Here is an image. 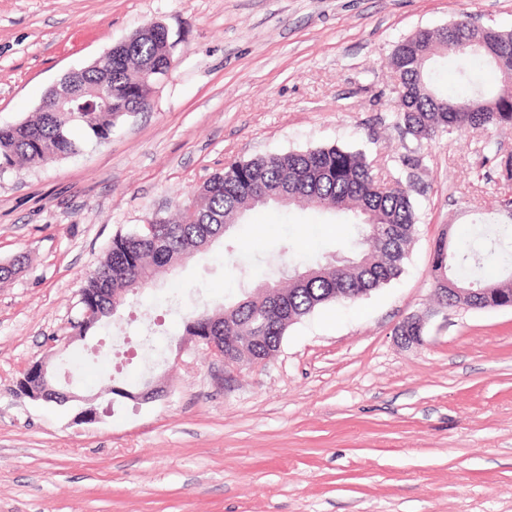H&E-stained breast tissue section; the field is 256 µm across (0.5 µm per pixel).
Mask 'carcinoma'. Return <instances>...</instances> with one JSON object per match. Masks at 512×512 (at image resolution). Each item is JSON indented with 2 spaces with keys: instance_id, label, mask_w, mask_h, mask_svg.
<instances>
[{
  "instance_id": "cac0c4a2",
  "label": "carcinoma",
  "mask_w": 512,
  "mask_h": 512,
  "mask_svg": "<svg viewBox=\"0 0 512 512\" xmlns=\"http://www.w3.org/2000/svg\"><path fill=\"white\" fill-rule=\"evenodd\" d=\"M453 55L475 61L498 77L496 90L486 95L450 98L431 85V65ZM170 46L154 31L140 29L128 47L112 51V66L89 65L60 80L58 89L72 97L70 112H54L52 94L44 110L25 121L0 127V168L19 161L44 166L80 153L89 142L109 139L112 128L149 103L154 86L169 72ZM392 65L401 88L397 127L402 136L431 138L439 132L465 128L512 127V29L463 17L433 33L400 42ZM467 104L468 112H450V105ZM414 182L386 180L359 149L337 145L273 153L238 161L215 173L199 189L191 205L174 217L156 215L153 224L160 243L135 230L112 239L105 258L82 289V308L94 322L80 321L75 335L85 336L125 306L130 297L149 287L156 273L190 256L244 222L254 208L292 205L351 215L360 228L359 250L340 264L315 263L288 276V285L266 280L241 293L223 308L202 311L185 324L188 336H215L236 345L235 362L253 365L268 358L282 343L288 327L330 303L351 302L390 284L402 273L403 261L418 221L412 199ZM510 222L480 233L474 244L435 243L431 277L434 286L473 291V304L493 309L495 298L483 288L512 289V273L501 278L485 271L505 248L512 247Z\"/></svg>"
}]
</instances>
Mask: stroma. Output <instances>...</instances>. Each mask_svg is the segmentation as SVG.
Listing matches in <instances>:
<instances>
[{
	"label": "stroma",
	"mask_w": 512,
	"mask_h": 512,
	"mask_svg": "<svg viewBox=\"0 0 512 512\" xmlns=\"http://www.w3.org/2000/svg\"><path fill=\"white\" fill-rule=\"evenodd\" d=\"M466 14L512 28V0H0V127L146 23L167 27L174 60L105 143L0 169V264L25 258L0 281V512H512V309L446 308L430 275L442 231L496 221L491 159L512 128L402 137L389 65L399 41ZM334 143L415 176V240L390 286L226 375L186 318L360 239L329 213L258 208L74 336L117 234L175 214L226 163ZM412 315L424 343L405 347L394 330ZM42 359L77 400L19 392ZM151 379L156 401L112 393Z\"/></svg>",
	"instance_id": "1"
}]
</instances>
